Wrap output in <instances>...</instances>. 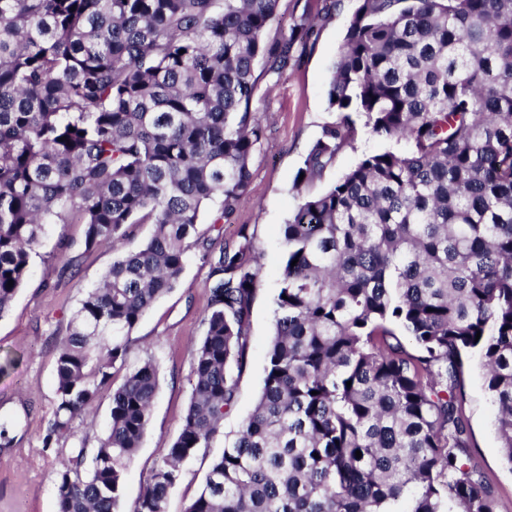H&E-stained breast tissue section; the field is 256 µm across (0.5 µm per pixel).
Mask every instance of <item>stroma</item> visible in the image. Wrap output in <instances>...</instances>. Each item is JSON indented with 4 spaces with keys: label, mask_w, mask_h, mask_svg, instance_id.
<instances>
[{
    "label": "stroma",
    "mask_w": 512,
    "mask_h": 512,
    "mask_svg": "<svg viewBox=\"0 0 512 512\" xmlns=\"http://www.w3.org/2000/svg\"><path fill=\"white\" fill-rule=\"evenodd\" d=\"M356 0H280L272 35L288 32L305 8L322 19L316 40L296 53L295 63L277 83L260 79L251 109L269 115L271 123L255 152L247 200L233 223L224 225L215 245L237 239L239 225L255 234L263 281L252 307L248 348L234 407L224 417L222 434L184 464L171 491L168 512H185L204 482L212 460L224 448L260 394L272 333L273 301L283 265L279 231L299 203L292 185L298 167L325 125L341 116L328 108L326 90L332 64L344 42ZM384 140L359 128L354 146L345 148L309 187L326 190L353 168L364 154L385 148ZM78 259L76 278L61 275L63 264ZM113 252L85 253L79 224L47 225L33 254L23 288L0 315V420L11 422V447L0 450V512H57V449H43V430L53 411L58 343L67 335L71 317L86 289L96 285L112 264ZM208 268L198 249H190L175 288L145 314L132 334L129 364L153 358L159 387L146 436L124 476L119 512H133L160 461V450L180 430L193 383L191 350L203 334L208 301ZM470 420L474 455L492 479L497 512H512V467L500 452L494 428L495 409L486 389L478 355L466 363L461 387Z\"/></svg>",
    "instance_id": "obj_1"
}]
</instances>
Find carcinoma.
Instances as JSON below:
<instances>
[{"label":"carcinoma","instance_id":"carcinoma-1","mask_svg":"<svg viewBox=\"0 0 512 512\" xmlns=\"http://www.w3.org/2000/svg\"><path fill=\"white\" fill-rule=\"evenodd\" d=\"M278 4L0 0V316L46 225L115 252L57 348L42 436L60 449L57 512H119L158 391L153 359L128 364L132 334L193 246L210 267L195 383L133 512H167L236 401L258 248L246 224L218 249L199 225L211 206L222 231L249 194L256 66L278 77L314 37L304 11L268 39ZM327 102L344 118L297 192L353 146L350 112L407 149L365 155L282 225L260 396L186 512H496L460 387L476 352L512 466V0H357ZM138 224L151 233L128 250ZM109 387L90 455L75 425Z\"/></svg>","mask_w":512,"mask_h":512}]
</instances>
